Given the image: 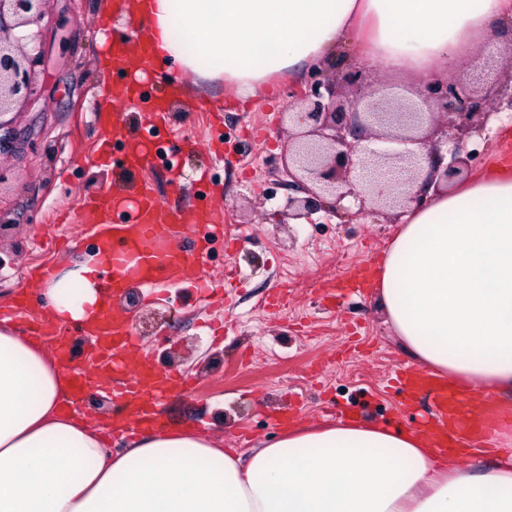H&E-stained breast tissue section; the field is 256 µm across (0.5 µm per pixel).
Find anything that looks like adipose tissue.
Wrapping results in <instances>:
<instances>
[{"mask_svg":"<svg viewBox=\"0 0 512 512\" xmlns=\"http://www.w3.org/2000/svg\"><path fill=\"white\" fill-rule=\"evenodd\" d=\"M155 61L193 84L256 95L357 32L367 61L434 81L485 40L512 0H128ZM379 267L383 314L420 366L512 399V175L430 192L400 218ZM100 252L43 284L49 321L93 328L112 298ZM68 378L0 325V512H512V425L490 467L438 458L418 433L375 423L291 430L250 455L185 429L122 452L68 412Z\"/></svg>","mask_w":512,"mask_h":512,"instance_id":"1","label":"adipose tissue"}]
</instances>
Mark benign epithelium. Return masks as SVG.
I'll return each instance as SVG.
<instances>
[{
  "label": "benign epithelium",
  "mask_w": 512,
  "mask_h": 512,
  "mask_svg": "<svg viewBox=\"0 0 512 512\" xmlns=\"http://www.w3.org/2000/svg\"><path fill=\"white\" fill-rule=\"evenodd\" d=\"M45 2L0 0V117L35 100L33 71L41 57L42 30L20 36L14 30L40 26ZM345 80L351 89L345 100L317 71L289 90L281 119L296 133L288 139L280 174L303 193L286 200L294 219L309 222L327 200L334 207L347 197L361 211L370 206L404 213L418 206L428 188L438 190L441 182L458 179L466 166L460 140H428L420 135L424 123L450 114L465 132L476 118L494 111L486 93L448 80L429 82L413 97L368 82L361 64L351 66Z\"/></svg>",
  "instance_id": "1"
}]
</instances>
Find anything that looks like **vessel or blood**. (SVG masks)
Here are the masks:
<instances>
[{
	"label": "vessel or blood",
	"instance_id": "obj_1",
	"mask_svg": "<svg viewBox=\"0 0 512 512\" xmlns=\"http://www.w3.org/2000/svg\"><path fill=\"white\" fill-rule=\"evenodd\" d=\"M85 205L106 216L104 223L96 227L98 248L112 260L103 274L102 286L115 295L123 289L131 262L136 263L143 286L153 287L162 279L178 283L200 254L175 245L177 232H184L196 242L224 232L221 219L200 210L163 207L147 187L133 198L116 197L106 190L88 198ZM85 341L89 349L87 361L78 366L70 343L61 336L55 339L54 354L69 372L73 398L81 399L102 377L108 376L112 379V397L122 401L125 410L118 431L132 434L139 428H163L157 408L170 392L186 389V378L156 370L147 359L133 358L136 337L125 315L104 311ZM398 384L407 400L422 395L431 398L433 417L424 422L422 430L443 452L474 447L500 415L493 395L474 403L471 392L425 370H404Z\"/></svg>",
	"mask_w": 512,
	"mask_h": 512
}]
</instances>
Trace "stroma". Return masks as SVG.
<instances>
[{
	"label": "stroma",
	"instance_id": "1",
	"mask_svg": "<svg viewBox=\"0 0 512 512\" xmlns=\"http://www.w3.org/2000/svg\"><path fill=\"white\" fill-rule=\"evenodd\" d=\"M102 2L47 0L49 16L65 26L43 31L37 100L6 116L18 143L0 154V307L13 304L26 267L60 271L96 246L97 217L81 209L84 197L118 182L134 190L146 184L165 207L222 211L238 239L229 252L213 240L194 268L216 280L225 268L236 269L240 280L223 296L202 301L191 288L137 290L132 310L141 351L151 353L157 369L187 372L195 382L193 392L165 404L169 428L209 432L245 454L284 434L276 418L291 405L302 409L300 428L337 423L338 409L350 406L354 421L415 429L430 408L423 399L404 407L388 382L393 369L413 360L375 292L342 290L332 305L323 298L358 265L381 261L399 229L395 211L362 214L348 197L334 214L321 211L301 224L284 207L288 189L277 173L288 126L278 116L308 71L244 101L229 98L223 83L202 84L170 97L166 125L152 127L138 102L110 103L103 95L113 80L99 66L103 52L113 42L142 41L147 24L116 14L110 35L93 32ZM448 77L490 92L512 81V22H500ZM102 105L117 115L124 135L112 141L106 166L97 161L104 131L94 120ZM130 137L152 142L139 170L121 165ZM464 150L468 180L496 168L512 171L506 113L479 120ZM282 284L290 289L288 305L270 309L267 301Z\"/></svg>",
	"mask_w": 512,
	"mask_h": 512
}]
</instances>
